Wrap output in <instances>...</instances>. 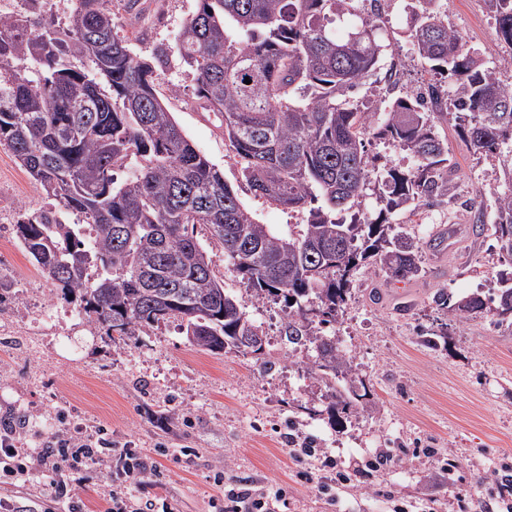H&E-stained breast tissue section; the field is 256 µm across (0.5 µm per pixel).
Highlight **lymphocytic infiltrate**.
Segmentation results:
<instances>
[{"instance_id": "f902f5d3", "label": "lymphocytic infiltrate", "mask_w": 512, "mask_h": 512, "mask_svg": "<svg viewBox=\"0 0 512 512\" xmlns=\"http://www.w3.org/2000/svg\"><path fill=\"white\" fill-rule=\"evenodd\" d=\"M86 460L116 467V484L105 500V512H172L169 504L157 508L134 494V485L158 473L155 463L139 450L113 447L102 436L86 440L65 431L40 448H23L12 436L0 437V474L14 479L34 476L46 481L49 488L47 496L33 506L0 496V512H59L71 504L75 488L87 484L82 466Z\"/></svg>"}]
</instances>
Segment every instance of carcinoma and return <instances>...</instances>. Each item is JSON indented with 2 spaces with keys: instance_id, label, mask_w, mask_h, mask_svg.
<instances>
[{
  "instance_id": "cac0c4a2",
  "label": "carcinoma",
  "mask_w": 512,
  "mask_h": 512,
  "mask_svg": "<svg viewBox=\"0 0 512 512\" xmlns=\"http://www.w3.org/2000/svg\"><path fill=\"white\" fill-rule=\"evenodd\" d=\"M39 2L0 15V145L55 201L22 213L15 234L46 281L79 298V313L108 336L177 321L190 345L218 354L238 335H263L225 291L194 231L201 224L257 301L283 304L280 335L315 349L311 373L346 380L353 364L321 326L344 314L354 275L378 265L405 282L421 272L418 241L383 215L358 224L333 216L365 197L364 139L388 138L416 159L381 179L391 210L448 195L438 118L452 116L480 154L512 141V86L465 48L437 0H418L407 37L430 73L451 80L453 96L430 84L389 103L380 125L349 97L388 48L365 0H198L175 36L198 107L218 118L255 195L309 209L308 223L276 235L177 124L156 88L164 54L144 58L117 34L119 10L139 0H72L65 23L35 15ZM489 2L512 49V0ZM493 228L512 264V192L495 197ZM498 284L489 298L439 289L433 303L448 321L421 332L420 344L440 350L448 323L473 315L512 317V275L498 273ZM365 398L352 383L332 386L327 413L341 425Z\"/></svg>"
}]
</instances>
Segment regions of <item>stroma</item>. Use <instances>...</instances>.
<instances>
[{
  "mask_svg": "<svg viewBox=\"0 0 512 512\" xmlns=\"http://www.w3.org/2000/svg\"><path fill=\"white\" fill-rule=\"evenodd\" d=\"M449 25L512 79V49L500 43L487 0H441ZM145 20L121 15L133 50L148 57L166 50L158 89L178 85L167 105L202 155L224 175L241 204L278 235L305 223L291 211L256 196L241 174L217 120L204 118L192 93L193 77L173 51L174 37L197 10V0H148ZM412 11L393 0L380 25L391 46L385 67L398 71L389 85L375 74L354 94L370 111L383 112L397 97H411L432 77L406 38ZM454 170L448 197L418 209L388 214L391 224L416 237L421 274L389 280L379 268L361 270L346 312L326 336L346 348L369 391L364 409L337 428L320 401L323 383L310 367L314 350H293L280 336V305L253 304L223 248L198 228L226 291L265 335L263 357L212 355L190 346L176 324L132 339L87 335L72 325L76 301L49 290L14 237L23 211L48 199L0 147V279L16 288L1 301L16 334L0 340V431L26 419L28 446L74 427L84 436L107 429L116 446L156 460L161 475L136 487L138 497L168 502L175 512H216L226 489L247 480L287 491L281 512H481L496 491L495 467L512 463V322L485 313L448 327L445 349L422 347L418 334L435 323L432 297L489 292L507 269L491 224L472 230L470 201L492 206L506 188L495 159L474 153L453 121L439 122ZM64 323L42 336L25 335L33 289ZM380 300H372L371 289ZM223 481H216V473Z\"/></svg>",
  "mask_w": 512,
  "mask_h": 512,
  "instance_id": "stroma-1",
  "label": "stroma"
}]
</instances>
